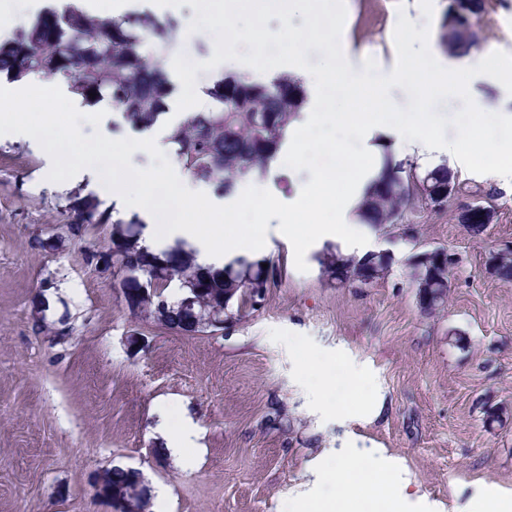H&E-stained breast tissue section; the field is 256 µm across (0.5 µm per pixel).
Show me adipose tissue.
Listing matches in <instances>:
<instances>
[{
  "instance_id": "obj_1",
  "label": "adipose tissue",
  "mask_w": 512,
  "mask_h": 512,
  "mask_svg": "<svg viewBox=\"0 0 512 512\" xmlns=\"http://www.w3.org/2000/svg\"><path fill=\"white\" fill-rule=\"evenodd\" d=\"M318 37L319 31L315 28L308 34H292L288 37V72L302 81L308 97L300 124L290 125L286 132L288 155L293 160H300L312 153L336 147L335 142L309 140L299 134L300 129L316 125L322 119L320 94L327 78L306 65L311 47ZM428 65L441 77L442 87L458 95L469 92L468 85L459 80L461 70H468L473 75L489 72L505 75L512 73V64L484 52L474 53L462 66L434 54L429 57ZM43 87L49 88L67 110L84 112L85 107L81 100L71 95L63 83L34 74L7 87H0L1 136L26 135L27 130L20 122L19 116L25 112L27 101L33 91ZM487 122L512 128V113L493 112L478 105L474 106L472 124L463 126L456 139L449 141L448 154L463 169L469 168L479 157L490 158L493 161V177L502 182H511L512 138L481 142L475 139V126ZM124 152V140L115 138L99 146H81L69 157L58 159L57 164L66 168L71 177H85L98 184L105 194L112 196L118 208L127 212L146 215L158 212L166 203L179 207L195 199L196 186L189 178L180 174H172L165 181L144 175L129 177L125 171L117 169L115 163L116 158ZM361 171L359 160L347 159L340 177H324L314 193L298 196L288 209L287 223L279 227L281 235L301 243L319 234L349 233L356 222L352 213L353 207L348 204L344 208H337L336 194L340 188L341 177L357 176ZM277 206V201L271 197L235 196L232 197L230 205L226 206L220 202L211 204L213 227L192 224L179 214L171 223L148 225L144 244L149 250L157 252L166 242L183 239L193 246L199 264L220 268L238 251L262 252L270 232L268 225L256 224L252 226L245 239L227 235L222 225L225 211L250 212L259 216ZM328 476L339 489V496L332 501L310 503L309 512H388L393 506L389 500L366 502L354 497L355 491L366 485L395 483V476L387 471L370 469L355 462L337 459L330 465Z\"/></svg>"
}]
</instances>
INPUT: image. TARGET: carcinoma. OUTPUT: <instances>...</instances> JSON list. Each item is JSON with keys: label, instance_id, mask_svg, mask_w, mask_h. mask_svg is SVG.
<instances>
[{"label": "carcinoma", "instance_id": "cac0c4a2", "mask_svg": "<svg viewBox=\"0 0 512 512\" xmlns=\"http://www.w3.org/2000/svg\"><path fill=\"white\" fill-rule=\"evenodd\" d=\"M456 11L454 0L441 24L439 46L448 54L474 44L473 19ZM164 34L162 25L147 10L116 21L89 13L84 0H69L67 9H48L27 25L0 38V75L20 80L42 74L65 81L71 92L88 99L90 93L106 94L136 131L153 128L167 114L173 87L164 69L150 67L140 52L141 42ZM212 106L192 111L169 129L182 168L194 179L207 183L213 192L227 197L235 192L239 179L264 176L281 151L288 126L300 118L307 96L301 85L277 77L267 84L256 83L236 73L207 90ZM417 167L397 160L384 150L356 207L358 223L382 227L398 222L418 201L448 185V165L441 163L428 172L437 182L413 197L410 184ZM467 229L482 234L487 222L484 206L473 204ZM104 226L110 227L112 284L124 288L127 310L134 317L188 336L207 333L206 316L233 319L243 315L249 300L246 287L260 280L273 284L280 266L266 258L238 256L219 269L197 263L193 252L182 248L152 253L142 245L143 223L138 217L112 220L85 203L70 208L67 237L82 240ZM323 279L336 286L352 288L354 282H374L389 277L392 265L381 259L344 254L331 245L318 256ZM486 266L498 280L512 282V255L490 254ZM420 308L428 315L444 309L448 301L450 273L436 260L411 263ZM155 275L162 290L141 292L140 269ZM196 299L194 309L182 307L185 297ZM96 494L105 501L123 502L129 512H146L141 475L135 470L105 468L94 476Z\"/></svg>", "mask_w": 512, "mask_h": 512}]
</instances>
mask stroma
I'll return each instance as SVG.
<instances>
[{
  "instance_id": "1",
  "label": "stroma",
  "mask_w": 512,
  "mask_h": 512,
  "mask_svg": "<svg viewBox=\"0 0 512 512\" xmlns=\"http://www.w3.org/2000/svg\"><path fill=\"white\" fill-rule=\"evenodd\" d=\"M448 3L344 0L349 64L358 71L371 57L386 70L413 60L433 87L424 104L440 144L470 120L425 69ZM474 30L476 51L512 58V0H484ZM39 98L42 110L25 114L30 138H0V512H113L92 485L95 471L112 466L139 470L148 501L166 492L167 512H303L336 496L325 470L340 448L393 466L402 512H472L471 501L512 497V283L486 269L489 254L512 243V182L480 165L460 170L443 210L408 213L414 239L388 226L297 251L276 228L310 174L275 160L264 179L243 178L237 190L280 201L264 215V254L281 267L276 286L224 332L185 336L133 318L111 274L84 263L80 242L31 249L34 236L64 224L69 199L108 208L66 171L60 188L43 184L49 157L72 151V131L95 145L109 133L146 139L108 97L94 106L98 124L64 111L49 91ZM476 201L492 210L477 237L457 220ZM328 245L390 250L392 272L369 288L331 286L316 260ZM434 247L457 264L444 311L429 316L408 258ZM44 301L47 321L67 317L69 339L33 332ZM134 332L144 349L128 348ZM313 357L364 378L342 414L301 384ZM169 415L196 427L192 469L166 449Z\"/></svg>"
}]
</instances>
